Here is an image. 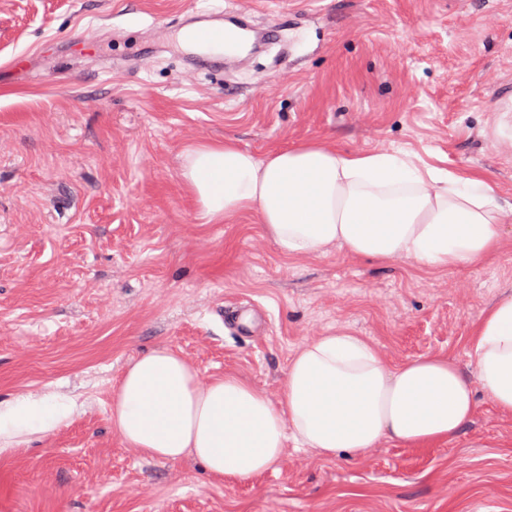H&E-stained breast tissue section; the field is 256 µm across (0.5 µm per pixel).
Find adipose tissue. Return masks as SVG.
Wrapping results in <instances>:
<instances>
[{"mask_svg": "<svg viewBox=\"0 0 512 512\" xmlns=\"http://www.w3.org/2000/svg\"><path fill=\"white\" fill-rule=\"evenodd\" d=\"M180 179L203 223L255 213L286 257L336 247L381 264L453 271L496 256L512 214L480 174L315 140L261 156L230 138L201 141L182 151ZM470 343L473 381L449 356L387 364L371 342L342 329L300 348L275 399L233 373L201 379L158 346L118 380L109 420L145 456L174 463L190 455L210 475L240 481L271 470L291 439L326 459L383 441L429 448L457 437L479 398L512 416V293L482 312ZM77 410L75 398L50 394L0 400V453L49 435Z\"/></svg>", "mask_w": 512, "mask_h": 512, "instance_id": "1", "label": "adipose tissue"}]
</instances>
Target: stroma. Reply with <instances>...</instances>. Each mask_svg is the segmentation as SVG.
<instances>
[{"instance_id": "obj_1", "label": "stroma", "mask_w": 512, "mask_h": 512, "mask_svg": "<svg viewBox=\"0 0 512 512\" xmlns=\"http://www.w3.org/2000/svg\"><path fill=\"white\" fill-rule=\"evenodd\" d=\"M212 14L262 51L191 60L176 35ZM82 34L96 47L77 57ZM224 138L402 149L512 200V0H0V398L80 402L0 454V512H512V417L484 400L449 442L324 459L291 440L246 481L112 431L114 385L157 346L274 399L300 347L339 329L474 377L472 324L512 290V221L500 255L453 272L286 257L251 214L202 223L180 155Z\"/></svg>"}]
</instances>
